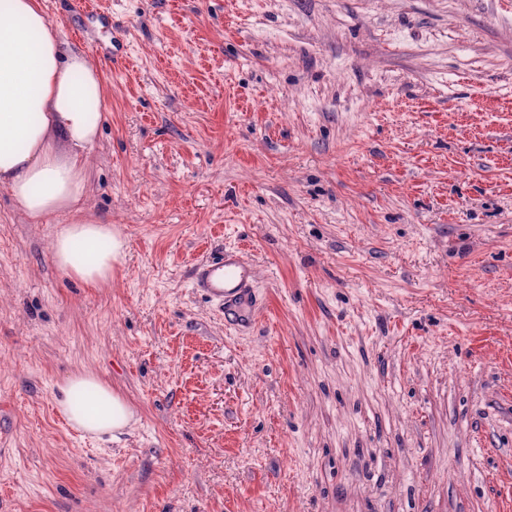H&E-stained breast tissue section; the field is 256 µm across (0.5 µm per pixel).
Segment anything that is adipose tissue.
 <instances>
[{
  "instance_id": "adipose-tissue-1",
  "label": "adipose tissue",
  "mask_w": 512,
  "mask_h": 512,
  "mask_svg": "<svg viewBox=\"0 0 512 512\" xmlns=\"http://www.w3.org/2000/svg\"><path fill=\"white\" fill-rule=\"evenodd\" d=\"M107 99L98 67L65 44L38 0H0V186L30 223L66 211L52 259L90 286L111 281L122 237L85 214V153L96 141ZM56 404L75 429L106 435L130 426L126 399L91 372L59 385Z\"/></svg>"
}]
</instances>
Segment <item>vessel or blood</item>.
<instances>
[{"mask_svg": "<svg viewBox=\"0 0 512 512\" xmlns=\"http://www.w3.org/2000/svg\"><path fill=\"white\" fill-rule=\"evenodd\" d=\"M254 279L252 264L239 252H225L217 261L197 265L193 284L210 295L233 303L240 300Z\"/></svg>", "mask_w": 512, "mask_h": 512, "instance_id": "vessel-or-blood-1", "label": "vessel or blood"}]
</instances>
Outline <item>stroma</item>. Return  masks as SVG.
Masks as SVG:
<instances>
[{"label": "stroma", "mask_w": 512, "mask_h": 512, "mask_svg": "<svg viewBox=\"0 0 512 512\" xmlns=\"http://www.w3.org/2000/svg\"><path fill=\"white\" fill-rule=\"evenodd\" d=\"M108 108L110 283L0 187V512H512V0H39ZM254 268L250 328L193 288ZM90 371L136 421L81 436ZM253 279L252 264L237 251H226L224 258L199 264L193 271V284L196 288H203L210 295L224 300L225 320V314L230 315L229 306L241 300L251 288ZM228 303L230 305L225 307Z\"/></svg>", "instance_id": "35a3bbf8"}]
</instances>
